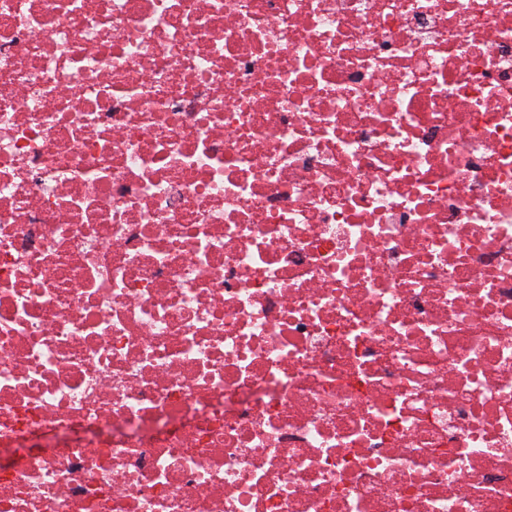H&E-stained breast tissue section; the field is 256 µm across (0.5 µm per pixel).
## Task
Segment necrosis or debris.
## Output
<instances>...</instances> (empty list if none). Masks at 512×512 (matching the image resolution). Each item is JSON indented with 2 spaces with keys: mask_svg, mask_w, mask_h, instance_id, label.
<instances>
[{
  "mask_svg": "<svg viewBox=\"0 0 512 512\" xmlns=\"http://www.w3.org/2000/svg\"><path fill=\"white\" fill-rule=\"evenodd\" d=\"M0 512H512V0H0Z\"/></svg>",
  "mask_w": 512,
  "mask_h": 512,
  "instance_id": "1",
  "label": "necrosis or debris"
}]
</instances>
